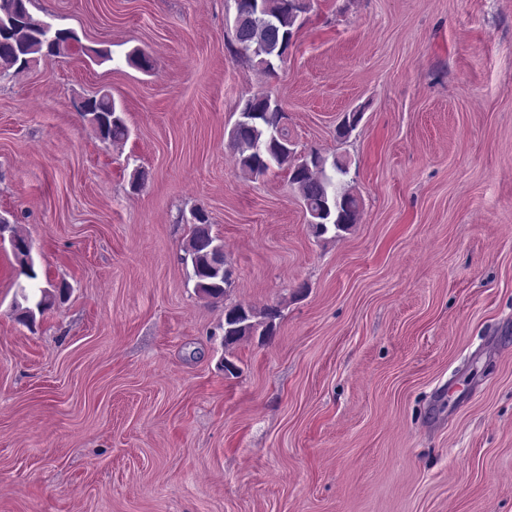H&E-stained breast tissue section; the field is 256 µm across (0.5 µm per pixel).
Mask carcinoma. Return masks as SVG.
Masks as SVG:
<instances>
[{"label": "carcinoma", "instance_id": "obj_1", "mask_svg": "<svg viewBox=\"0 0 512 512\" xmlns=\"http://www.w3.org/2000/svg\"><path fill=\"white\" fill-rule=\"evenodd\" d=\"M30 3L31 0H0V26L5 29V34H0V78L17 75L39 56L64 57L79 42L72 31L47 28L48 22L31 13ZM310 6V0H266L263 14L250 17L238 30L239 53L263 71L274 72L285 62L297 21ZM126 60L145 71L153 66L152 57L137 48L127 53ZM238 110L239 119L230 132V146L244 177L260 178L274 166L286 171L309 216V231L316 238L329 232H347L358 223L361 199L345 180L349 173L346 161L336 156L330 159L316 150L298 153L283 105L267 94L258 93L242 100ZM79 113L101 142L118 147L128 140L129 128L113 99L91 96ZM361 119L360 111L346 114L336 127L337 139H348ZM0 221L8 225L15 240L13 255L19 274L27 278L19 285L23 302L15 304L14 310L19 320L32 323L35 312L42 313L54 305L68 285L62 282L50 288L43 286L34 268L31 243L7 219ZM223 250L224 243L212 235L205 212L199 208L193 211L182 261L191 266L189 279L194 282L195 291L213 302L223 300L231 285L227 263L217 261ZM278 316L275 309L258 313L241 304L225 307L224 344L235 345L257 332L270 335Z\"/></svg>", "mask_w": 512, "mask_h": 512}]
</instances>
